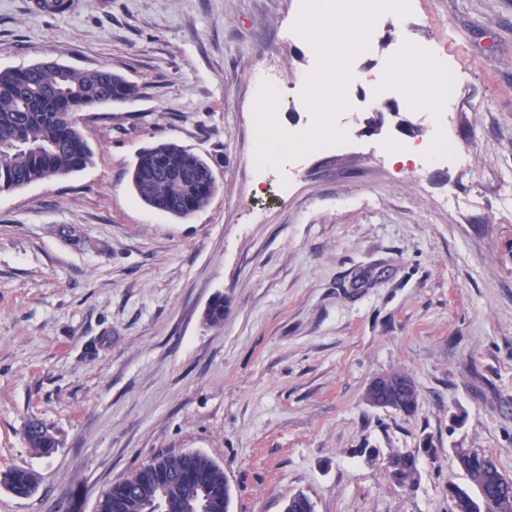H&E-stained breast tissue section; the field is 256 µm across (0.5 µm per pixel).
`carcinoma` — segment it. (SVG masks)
<instances>
[{
  "mask_svg": "<svg viewBox=\"0 0 512 512\" xmlns=\"http://www.w3.org/2000/svg\"><path fill=\"white\" fill-rule=\"evenodd\" d=\"M138 88L107 67L77 70L56 64H39L27 71H0V191L33 182L68 176L83 169L92 151L74 114L108 102L136 97ZM132 185L151 209L186 217L205 207L218 190L211 166L199 155L173 143H160L141 151L133 165ZM381 395L403 412L413 411L419 392L403 393L385 386ZM31 448L49 454L53 437L39 425L27 430ZM475 461L468 476L478 498L462 490L451 512H471L475 500L485 512H512V497L501 495L508 476L485 453L471 451ZM394 477L400 485L417 483L415 455L396 452L390 456ZM156 464L142 466L124 481L108 488L96 512H159L161 499L169 512H229L231 490L224 468L200 452L155 457ZM0 483L18 496L31 495L38 486L32 471L13 469ZM288 512H314L311 499L296 493L286 502Z\"/></svg>",
  "mask_w": 512,
  "mask_h": 512,
  "instance_id": "cac0c4a2",
  "label": "carcinoma"
}]
</instances>
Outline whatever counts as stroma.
Here are the masks:
<instances>
[{"label": "stroma", "instance_id": "stroma-1", "mask_svg": "<svg viewBox=\"0 0 512 512\" xmlns=\"http://www.w3.org/2000/svg\"><path fill=\"white\" fill-rule=\"evenodd\" d=\"M302 0H74L47 14L0 0V70L55 61L111 68L137 97L77 115L93 149L71 176L0 191V474H38L0 512H58L161 452L224 469L230 512H450L471 488L456 449L512 477V0H410L381 14L352 70L405 44L445 58L460 89L449 122L352 84L345 143L299 159L282 184L256 170L252 79L279 77L296 133L317 65L294 30ZM441 125L468 163L400 167L387 144ZM172 142L204 157L219 191L174 218L130 184L138 152ZM224 298V320L205 312ZM402 372L410 414L370 406ZM57 442L36 453L26 429ZM417 455L415 487L387 461Z\"/></svg>", "mask_w": 512, "mask_h": 512}]
</instances>
